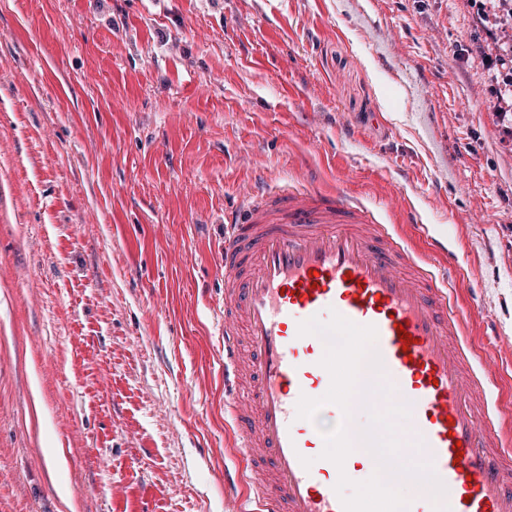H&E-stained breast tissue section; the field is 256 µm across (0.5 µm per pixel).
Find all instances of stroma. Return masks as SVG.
Wrapping results in <instances>:
<instances>
[{
    "label": "stroma",
    "mask_w": 512,
    "mask_h": 512,
    "mask_svg": "<svg viewBox=\"0 0 512 512\" xmlns=\"http://www.w3.org/2000/svg\"><path fill=\"white\" fill-rule=\"evenodd\" d=\"M0 0V512H245L224 212L309 173L423 266L512 408L498 0Z\"/></svg>",
    "instance_id": "obj_1"
}]
</instances>
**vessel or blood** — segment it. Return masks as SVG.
Returning a JSON list of instances; mask_svg holds the SVG:
<instances>
[{
  "instance_id": "b4317fda",
  "label": "vessel or blood",
  "mask_w": 512,
  "mask_h": 512,
  "mask_svg": "<svg viewBox=\"0 0 512 512\" xmlns=\"http://www.w3.org/2000/svg\"><path fill=\"white\" fill-rule=\"evenodd\" d=\"M245 207L224 214V374L248 377V398L225 411L241 430L251 512H343L340 473L325 442L299 418L300 396L323 397L331 377L325 344L300 335L311 317L339 313L377 330L374 350L394 400L409 404L403 427L443 482L450 512H512L490 449L496 405L465 371L461 322L448 284L423 271L364 207L306 188L239 191Z\"/></svg>"
}]
</instances>
